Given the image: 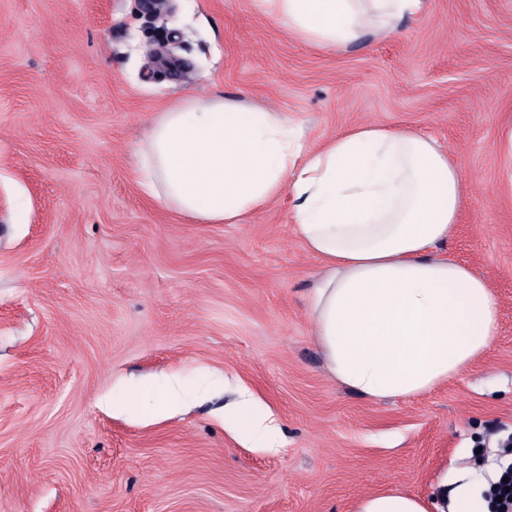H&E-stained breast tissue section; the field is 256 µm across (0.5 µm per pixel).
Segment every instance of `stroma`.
<instances>
[{
  "instance_id": "1",
  "label": "stroma",
  "mask_w": 512,
  "mask_h": 512,
  "mask_svg": "<svg viewBox=\"0 0 512 512\" xmlns=\"http://www.w3.org/2000/svg\"><path fill=\"white\" fill-rule=\"evenodd\" d=\"M198 91L288 113L312 146L378 123L446 148L463 207L440 252L494 292L485 355L418 397L337 383L288 192L208 224L133 178L151 118ZM163 378L187 402L170 418L152 413ZM135 382L138 413L113 407ZM242 394L282 448L225 422ZM511 437L512 0H428L336 50L257 0H0V512H352L491 482Z\"/></svg>"
}]
</instances>
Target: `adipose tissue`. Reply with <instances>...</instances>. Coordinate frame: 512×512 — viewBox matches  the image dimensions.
<instances>
[{
    "label": "adipose tissue",
    "mask_w": 512,
    "mask_h": 512,
    "mask_svg": "<svg viewBox=\"0 0 512 512\" xmlns=\"http://www.w3.org/2000/svg\"><path fill=\"white\" fill-rule=\"evenodd\" d=\"M277 24L322 49L395 35L427 0H259ZM283 112L220 95L188 96L158 113L134 149L151 198L200 222L232 223L282 191L304 248L323 264L308 296L329 373L370 400L431 392L462 375L493 343L487 282L438 255L461 209V174L433 138L363 124L316 149ZM240 437L280 445L248 399L225 413ZM354 512H490L479 485L437 483L429 497L399 491L360 499Z\"/></svg>",
    "instance_id": "ef3b65f1"
}]
</instances>
